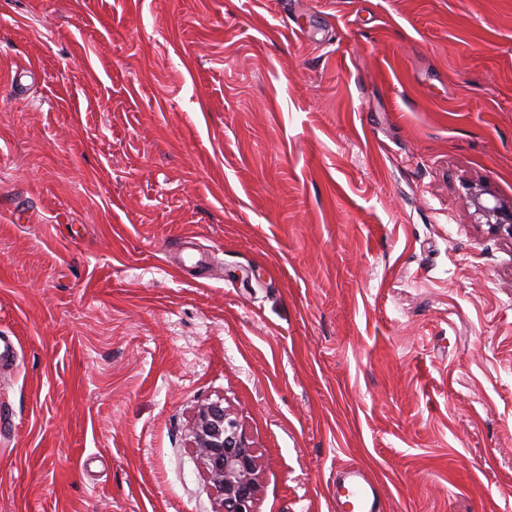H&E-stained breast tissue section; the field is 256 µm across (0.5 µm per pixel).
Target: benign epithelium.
<instances>
[{
    "label": "benign epithelium",
    "instance_id": "obj_1",
    "mask_svg": "<svg viewBox=\"0 0 512 512\" xmlns=\"http://www.w3.org/2000/svg\"><path fill=\"white\" fill-rule=\"evenodd\" d=\"M477 223L489 234L512 241V202L501 199L485 182L465 185ZM188 435L204 476L213 492L214 512H256L262 470L252 443L221 401L200 405Z\"/></svg>",
    "mask_w": 512,
    "mask_h": 512
}]
</instances>
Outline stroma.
I'll return each mask as SVG.
<instances>
[{"label": "stroma", "mask_w": 512, "mask_h": 512, "mask_svg": "<svg viewBox=\"0 0 512 512\" xmlns=\"http://www.w3.org/2000/svg\"><path fill=\"white\" fill-rule=\"evenodd\" d=\"M512 0H0V512H512ZM465 191L477 223L487 226L489 234L512 241V202L501 199L486 182L467 183ZM188 435L213 492L214 512H256L262 470L247 433L221 401L201 404ZM336 503L342 507L348 506L341 509L343 511L382 512L376 485L359 467H352L343 472L342 483L336 485Z\"/></svg>", "instance_id": "stroma-1"}]
</instances>
